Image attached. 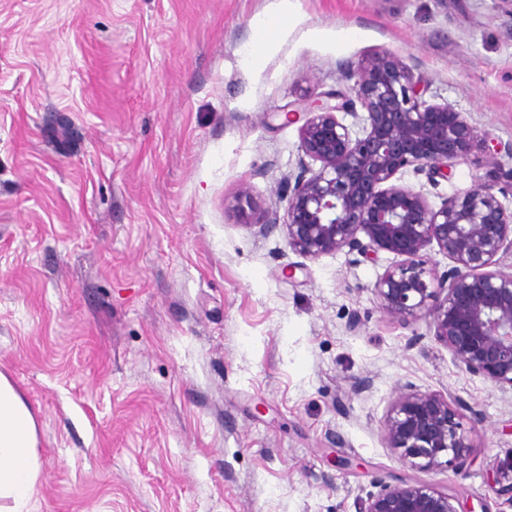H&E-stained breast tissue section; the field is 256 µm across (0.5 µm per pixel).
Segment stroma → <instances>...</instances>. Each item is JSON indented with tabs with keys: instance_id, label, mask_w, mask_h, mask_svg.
<instances>
[{
	"instance_id": "stroma-1",
	"label": "stroma",
	"mask_w": 512,
	"mask_h": 512,
	"mask_svg": "<svg viewBox=\"0 0 512 512\" xmlns=\"http://www.w3.org/2000/svg\"><path fill=\"white\" fill-rule=\"evenodd\" d=\"M278 3L0 0V373L36 414L32 512H363L401 482L508 508L512 389L384 314L400 257L246 222L286 214L285 112L386 53L496 147L399 185L436 207L493 178L512 207V0ZM403 388L458 411L467 470L387 447Z\"/></svg>"
}]
</instances>
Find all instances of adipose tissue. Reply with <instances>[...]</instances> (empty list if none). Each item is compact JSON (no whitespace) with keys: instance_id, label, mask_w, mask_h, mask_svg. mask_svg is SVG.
I'll use <instances>...</instances> for the list:
<instances>
[{"instance_id":"ef3b65f1","label":"adipose tissue","mask_w":512,"mask_h":512,"mask_svg":"<svg viewBox=\"0 0 512 512\" xmlns=\"http://www.w3.org/2000/svg\"><path fill=\"white\" fill-rule=\"evenodd\" d=\"M37 446L32 409L0 373V512H26L37 479Z\"/></svg>"}]
</instances>
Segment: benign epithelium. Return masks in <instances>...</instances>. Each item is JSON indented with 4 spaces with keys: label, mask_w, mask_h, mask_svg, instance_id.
I'll return each instance as SVG.
<instances>
[{
    "label": "benign epithelium",
    "mask_w": 512,
    "mask_h": 512,
    "mask_svg": "<svg viewBox=\"0 0 512 512\" xmlns=\"http://www.w3.org/2000/svg\"><path fill=\"white\" fill-rule=\"evenodd\" d=\"M355 76L354 96L325 93L285 113L288 123L303 121L301 151L320 166L300 161L288 185L284 223L259 214L251 225L263 234L283 227L288 245L306 258L345 248L366 257L380 251L403 257L375 284L384 312L403 321L427 315L435 339L461 368L512 388V273L490 270L499 252L512 251V208L481 178L437 208L392 183L407 168L444 175L487 145L488 133L451 105L424 100L419 80L399 59L374 58ZM347 116L354 123L346 124ZM432 242L454 263L435 288L421 259ZM459 427L447 399L401 391L387 413L384 439L411 468L445 462L465 469L467 444ZM364 512L459 510L447 493L405 483L371 496Z\"/></svg>",
    "instance_id": "1"
}]
</instances>
